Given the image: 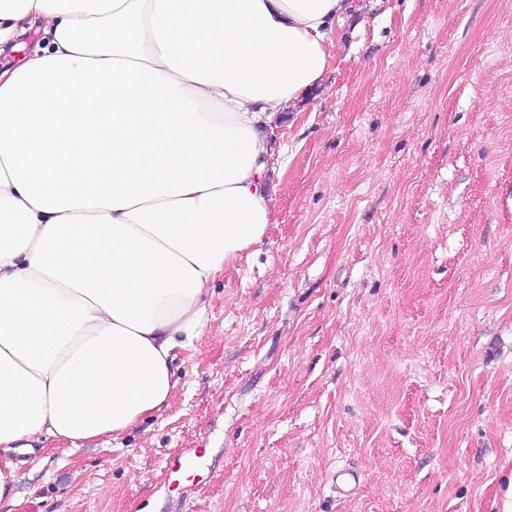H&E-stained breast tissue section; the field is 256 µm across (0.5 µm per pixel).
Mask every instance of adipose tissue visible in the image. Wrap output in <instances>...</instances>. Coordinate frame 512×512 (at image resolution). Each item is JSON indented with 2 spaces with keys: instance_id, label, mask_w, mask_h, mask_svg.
Wrapping results in <instances>:
<instances>
[{
  "instance_id": "adipose-tissue-1",
  "label": "adipose tissue",
  "mask_w": 512,
  "mask_h": 512,
  "mask_svg": "<svg viewBox=\"0 0 512 512\" xmlns=\"http://www.w3.org/2000/svg\"><path fill=\"white\" fill-rule=\"evenodd\" d=\"M351 0H0V449L160 411Z\"/></svg>"
}]
</instances>
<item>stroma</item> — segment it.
Listing matches in <instances>:
<instances>
[{
    "label": "stroma",
    "mask_w": 512,
    "mask_h": 512,
    "mask_svg": "<svg viewBox=\"0 0 512 512\" xmlns=\"http://www.w3.org/2000/svg\"><path fill=\"white\" fill-rule=\"evenodd\" d=\"M335 37L167 406L13 453L0 512H512V0H352ZM207 465V451L192 448L178 454L170 464V476L175 479H193L195 474ZM17 464L10 458L0 459V506L1 503L12 502L17 497L16 489Z\"/></svg>",
    "instance_id": "35a3bbf8"
}]
</instances>
